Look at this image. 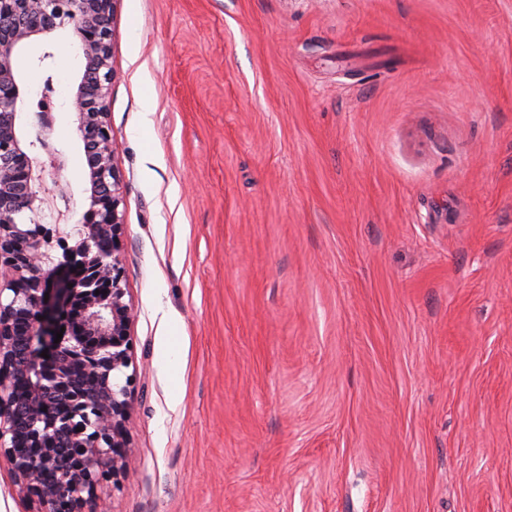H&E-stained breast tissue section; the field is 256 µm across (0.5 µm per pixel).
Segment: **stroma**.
<instances>
[{
	"mask_svg": "<svg viewBox=\"0 0 512 512\" xmlns=\"http://www.w3.org/2000/svg\"><path fill=\"white\" fill-rule=\"evenodd\" d=\"M112 29L133 476L96 512H512V0H119ZM20 67L28 105L74 88L77 41ZM25 135L63 161L39 221L80 222L73 109Z\"/></svg>",
	"mask_w": 512,
	"mask_h": 512,
	"instance_id": "obj_1",
	"label": "stroma"
}]
</instances>
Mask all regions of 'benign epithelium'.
<instances>
[{
	"label": "benign epithelium",
	"mask_w": 512,
	"mask_h": 512,
	"mask_svg": "<svg viewBox=\"0 0 512 512\" xmlns=\"http://www.w3.org/2000/svg\"><path fill=\"white\" fill-rule=\"evenodd\" d=\"M119 0H0V458L37 512H91L100 484L129 478L133 309L122 261L123 178L108 127L111 19ZM71 25L83 55L71 105L88 166L78 241L49 256L52 231L23 222L53 195L46 163L20 125L27 111L19 56ZM63 332L56 343L57 332ZM48 350L41 357L34 341ZM25 390L18 391V380ZM69 397L58 414L47 394ZM63 475L49 479L57 470Z\"/></svg>",
	"instance_id": "7a95c632"
}]
</instances>
